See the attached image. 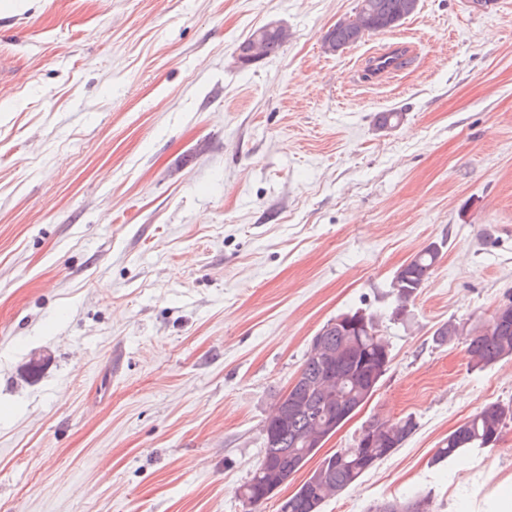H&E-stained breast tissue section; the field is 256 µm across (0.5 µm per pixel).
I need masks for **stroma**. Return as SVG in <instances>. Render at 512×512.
I'll use <instances>...</instances> for the list:
<instances>
[{
  "label": "stroma",
  "instance_id": "35a3bbf8",
  "mask_svg": "<svg viewBox=\"0 0 512 512\" xmlns=\"http://www.w3.org/2000/svg\"><path fill=\"white\" fill-rule=\"evenodd\" d=\"M357 0H36L0 12V512H246L260 428L336 315L380 316L391 364L320 450L377 417L408 441L325 512L429 496L512 512V425L434 463L512 359L442 324L512 295V0H420L337 55ZM276 21L278 54L240 41ZM402 44L390 78L370 57ZM397 111L398 125L376 115ZM443 256L402 317L390 283ZM50 357L41 376L21 369ZM263 40L253 37L247 39L235 52L236 63L242 67L250 66L262 60Z\"/></svg>",
  "mask_w": 512,
  "mask_h": 512
}]
</instances>
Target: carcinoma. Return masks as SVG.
<instances>
[{"label":"carcinoma","mask_w":512,"mask_h":512,"mask_svg":"<svg viewBox=\"0 0 512 512\" xmlns=\"http://www.w3.org/2000/svg\"><path fill=\"white\" fill-rule=\"evenodd\" d=\"M403 2L404 0H357V8L368 11L375 25L384 26L390 23L397 28L405 21L402 16ZM444 247L443 241L430 243L396 272L390 287L400 307H406V303L423 288L441 258ZM361 313L358 310L347 311V315L353 318ZM362 314L366 326L358 330L347 331L335 326L331 320L318 330V333L336 344V348H350L345 362L350 378L344 382V387L351 394L356 392L359 381L371 378L375 369H380L376 375L378 380L386 374L382 365L390 352L388 341L380 333L377 314L369 311ZM464 334L469 336L468 350L474 366L483 368L512 358V318L497 322L491 316L484 322L468 326L446 323L437 328L433 336L436 344L444 345ZM324 376L321 362L312 354H307L299 371V387L307 399L309 409L325 415L329 411H336V403L328 402L322 392ZM510 423L512 403L489 404L448 434V438L437 448L435 460L453 458L464 449L483 451L493 448ZM307 426L308 414L294 416L288 420L287 425L276 429L278 443L272 447L269 446L267 435L261 434L263 456L242 486V494L248 497L250 508L255 509L270 499L268 489L271 486L287 485L316 455L318 448L309 447L305 443ZM415 427L413 419L405 418L363 428L352 447L341 448L320 461V464L327 465L333 477V491L330 494L313 498L298 489L281 500L277 512H323L330 498L341 494L402 447L415 431ZM369 437L374 439L373 446L362 447L363 439ZM283 451L288 452V455L279 459L278 468L271 469L266 466L268 459ZM395 502L397 501L393 499L384 501L375 507L374 512H386V506ZM397 503L411 506L417 512H430L429 498L426 496Z\"/></svg>","instance_id":"1"}]
</instances>
